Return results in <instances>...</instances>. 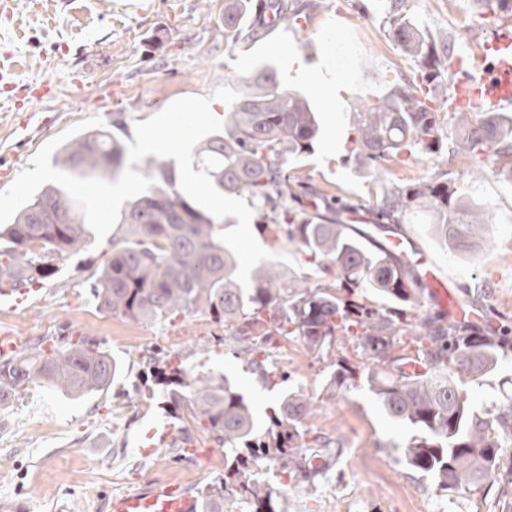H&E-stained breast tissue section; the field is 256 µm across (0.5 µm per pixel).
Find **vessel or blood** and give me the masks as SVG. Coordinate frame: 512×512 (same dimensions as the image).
Here are the masks:
<instances>
[{
  "label": "vessel or blood",
  "mask_w": 512,
  "mask_h": 512,
  "mask_svg": "<svg viewBox=\"0 0 512 512\" xmlns=\"http://www.w3.org/2000/svg\"><path fill=\"white\" fill-rule=\"evenodd\" d=\"M492 58V72L480 78L458 80L453 88V109L479 112L512 104V35L501 34L485 45ZM386 249L399 255L413 267L435 302L456 320L468 325L479 324L470 303L455 292L453 283L432 256L406 234L387 236ZM197 498L185 486L164 483L145 492L125 493L106 503L107 512H197Z\"/></svg>",
  "instance_id": "obj_1"
}]
</instances>
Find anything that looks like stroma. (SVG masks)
Here are the masks:
<instances>
[{"instance_id": "obj_1", "label": "stroma", "mask_w": 512, "mask_h": 512, "mask_svg": "<svg viewBox=\"0 0 512 512\" xmlns=\"http://www.w3.org/2000/svg\"><path fill=\"white\" fill-rule=\"evenodd\" d=\"M224 4L146 0L142 10L121 11L110 0H0V170L21 172L47 142L91 119L132 141L136 123L178 98L207 96L223 85L244 91L261 64L273 65L283 86L309 92L308 82L287 73L292 52L316 71L337 70L341 79L340 92L317 103L323 133L298 167L314 183L341 185L349 202L374 203L365 169L351 155L352 108L361 97L384 95L416 69L382 29L386 0H328L306 29L283 25L232 50L224 46ZM476 8L475 0H412L410 13L421 29L451 41L458 55L472 40L457 15ZM75 70L87 75L79 88L68 81ZM45 78L56 82V90L30 108L53 121L21 128L15 101L26 82ZM481 168L477 174L448 166L459 194L491 216L474 248L445 247L429 216L416 209L404 226L463 298L512 324V161L491 153ZM252 232L283 277L305 272L311 283L328 282L299 246H280L258 225ZM111 253L110 240L87 243L60 261L54 280L30 288L15 308L0 307V336L17 347L88 336L101 341L120 367L104 393L72 398L33 383L24 396L0 406V512H105L109 497L178 481L184 471L194 472V491L223 474V447H216L210 465L168 443L150 446L147 434L156 427L173 426L178 439L200 434L183 428L157 394L147 364L157 350L170 364L230 376L263 429L283 391L310 400L308 441L340 442L342 454L313 484L289 487V512H410L408 489L428 512H512V491L502 490L504 477L512 475V438L501 443L497 474L468 489L443 491L404 465L401 449L410 432L381 412L372 393L363 387L330 391L331 364L358 369L365 363L352 339L337 337L321 355L298 337L287 343V353L285 343L273 340L266 364L283 376L274 386L246 363L240 344L225 340L223 325L200 312L147 323L149 342H133L132 320L99 310L87 282L92 264L105 263ZM467 387L480 415L511 401L512 351Z\"/></svg>"}]
</instances>
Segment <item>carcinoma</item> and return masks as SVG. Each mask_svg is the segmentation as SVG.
Wrapping results in <instances>:
<instances>
[{
  "mask_svg": "<svg viewBox=\"0 0 512 512\" xmlns=\"http://www.w3.org/2000/svg\"><path fill=\"white\" fill-rule=\"evenodd\" d=\"M325 7V0L302 5L228 0L224 46L233 49L256 39L271 21L288 23ZM384 25L405 56L420 60V74L419 83L406 81L356 106L353 143L375 184L387 180L390 164L403 154L439 151L445 94L454 85L452 53L437 49L433 36L402 9V0H392ZM246 82L250 91L224 113V132L194 151L193 169L201 170L207 155L221 159V166L208 171L215 187L249 199L275 239L300 244L334 279L314 288L305 279L285 285L275 269L267 268L252 272L243 287L235 278L237 260L219 239L217 218L181 191L174 166L152 160L146 168L154 184L120 213L127 238L112 242V256L92 274L97 307L144 323L165 321L178 311L208 313L224 324V335L250 341L244 353L266 380L274 372L260 356L273 337L299 336L321 353L336 333H350L374 360L359 382L392 421L412 430L402 448L406 464L445 490L490 477L501 450L491 432H512V407L477 416L468 405L465 381L455 375L492 371L500 354L512 349V328L504 324L496 335L483 336L449 326L444 318L417 320L408 314L420 307L425 293L414 271L363 229L345 230L344 214L353 206L289 167L291 159L311 153L321 135L314 105L284 87L272 67L258 69ZM455 130L449 152L458 157L475 164L491 152L512 158V115L459 112ZM124 157L120 139L95 129L67 146L58 163L72 175L103 179L116 175ZM424 204L432 209L445 245L465 247L469 235L488 223L486 212L456 194L446 171L381 191L367 211L374 224L398 225ZM91 237L82 212L60 186L41 189L0 232V286L22 288L51 279L59 271L57 262ZM368 291L386 310L361 303ZM409 361L425 372L406 374L402 366ZM117 371V362L96 339L48 349L38 342L0 360V404L25 394L39 379L72 397L104 392ZM160 378L174 416L224 447V476L198 491V512H288L285 487L315 480L340 452L327 442L315 450L303 441L308 400L296 392L283 395L269 426L258 433L250 402L229 377L190 374L180 365L167 367ZM352 379L354 370L343 364L330 376L335 387L347 388ZM261 460L274 464V479L257 476Z\"/></svg>",
  "mask_w": 512,
  "mask_h": 512,
  "instance_id": "carcinoma-1",
  "label": "carcinoma"
}]
</instances>
